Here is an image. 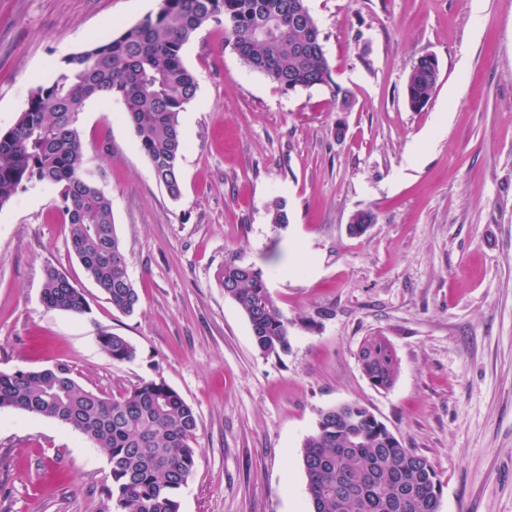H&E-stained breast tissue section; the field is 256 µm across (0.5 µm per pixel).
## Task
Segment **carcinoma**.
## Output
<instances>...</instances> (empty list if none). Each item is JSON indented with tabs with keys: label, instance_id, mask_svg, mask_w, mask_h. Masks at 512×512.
<instances>
[{
	"label": "carcinoma",
	"instance_id": "1",
	"mask_svg": "<svg viewBox=\"0 0 512 512\" xmlns=\"http://www.w3.org/2000/svg\"><path fill=\"white\" fill-rule=\"evenodd\" d=\"M211 22L228 24L243 63L285 91L330 80L320 31L304 0H160L156 12L118 36L66 57L0 135V207L30 185L53 187L70 226L71 250L112 308L124 314L134 312L139 297L112 199L86 168L80 114L94 98L120 99L156 180L178 199L180 114L197 91L182 51ZM438 79V66L419 56L406 83L408 107L423 109ZM218 279L247 317L256 347L267 356L287 354L292 322L262 269L229 261ZM42 301L49 310L76 315L87 309L82 289L54 268L46 270ZM99 342L115 362L136 358V348L118 333L103 332ZM357 360L372 386L395 384L399 359L386 337H364ZM12 409L68 426L104 449L112 478L104 494L112 512H180L179 493L198 454L199 419L165 381H143L111 399L83 387L65 365L0 372V411ZM301 462L312 512H439L440 484L428 459L404 447L356 402L320 412L303 440Z\"/></svg>",
	"mask_w": 512,
	"mask_h": 512
}]
</instances>
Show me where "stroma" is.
Listing matches in <instances>:
<instances>
[{"label": "stroma", "instance_id": "stroma-1", "mask_svg": "<svg viewBox=\"0 0 512 512\" xmlns=\"http://www.w3.org/2000/svg\"><path fill=\"white\" fill-rule=\"evenodd\" d=\"M159 4L0 0V133L65 57ZM307 6L328 83L281 90L241 62L222 25L184 47L198 88L180 115L178 200L121 101L87 103L84 153L112 199L139 303L129 316L113 309L69 247L55 190L28 187L0 208V371L63 364L116 398L164 380L199 417L180 512H310L301 444L344 402L430 461L439 512H512V0ZM423 54L440 79L414 111L405 88ZM361 210L375 222L354 237L347 225ZM230 260L264 270L293 323L287 355L256 348L217 280ZM49 267L84 289V314L44 306ZM103 331L125 336L136 358L112 361ZM373 333L400 361L387 391L356 358ZM110 483L105 451L78 432L0 412V512H110Z\"/></svg>", "mask_w": 512, "mask_h": 512}]
</instances>
